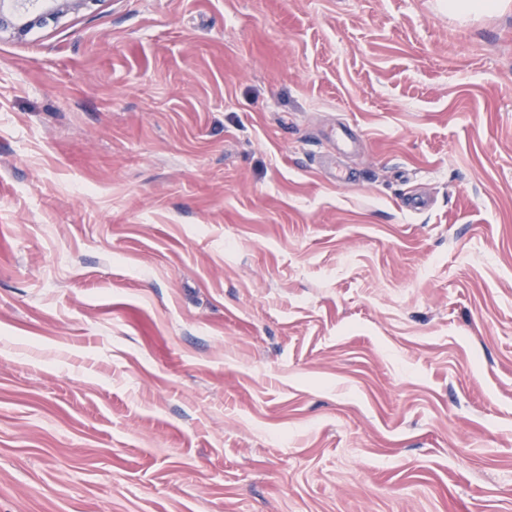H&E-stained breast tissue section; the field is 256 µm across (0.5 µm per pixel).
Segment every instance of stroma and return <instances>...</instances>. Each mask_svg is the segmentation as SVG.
<instances>
[{
	"instance_id": "1",
	"label": "stroma",
	"mask_w": 512,
	"mask_h": 512,
	"mask_svg": "<svg viewBox=\"0 0 512 512\" xmlns=\"http://www.w3.org/2000/svg\"><path fill=\"white\" fill-rule=\"evenodd\" d=\"M0 512H512V0L0 30Z\"/></svg>"
}]
</instances>
